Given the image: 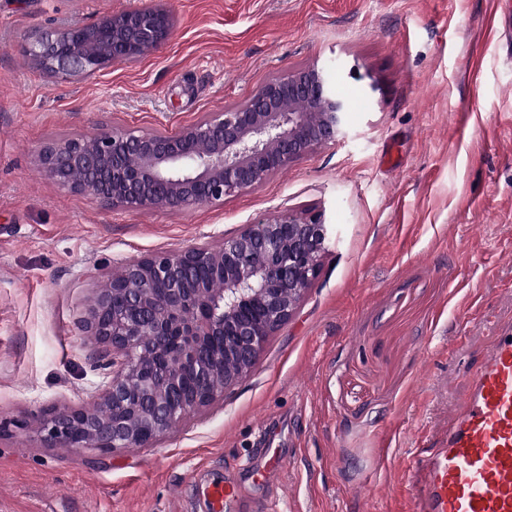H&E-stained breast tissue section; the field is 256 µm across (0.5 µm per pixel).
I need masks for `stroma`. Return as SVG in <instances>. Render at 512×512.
Returning a JSON list of instances; mask_svg holds the SVG:
<instances>
[{
  "label": "stroma",
  "instance_id": "1",
  "mask_svg": "<svg viewBox=\"0 0 512 512\" xmlns=\"http://www.w3.org/2000/svg\"><path fill=\"white\" fill-rule=\"evenodd\" d=\"M145 6L173 28L143 58L60 81L24 51ZM313 65L353 92L349 138L216 204L112 208L36 165L47 144L111 128L176 134ZM279 210L322 211L329 237L251 373L157 443L42 447L33 420L111 379L84 319L112 269ZM509 319L504 0H0V512H215L220 481L240 490L226 512H409L416 456Z\"/></svg>",
  "mask_w": 512,
  "mask_h": 512
}]
</instances>
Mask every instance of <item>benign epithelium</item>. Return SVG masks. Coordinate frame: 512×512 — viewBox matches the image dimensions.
I'll return each mask as SVG.
<instances>
[{
  "mask_svg": "<svg viewBox=\"0 0 512 512\" xmlns=\"http://www.w3.org/2000/svg\"><path fill=\"white\" fill-rule=\"evenodd\" d=\"M171 31L166 11L143 7L45 33L29 55L69 80L146 56ZM348 111L329 75L313 66L267 81L245 103L174 136L113 128L49 144L36 161L63 187L114 207L194 209L345 141ZM327 234L322 214L284 210L216 242L117 266L97 288L86 320L112 351V378L94 404L57 407L37 419L41 442L101 453L144 446L212 405L247 377L270 336L294 315L320 272ZM200 264L217 276L185 288ZM219 336L224 345L207 349ZM188 368L201 388L177 399Z\"/></svg>",
  "mask_w": 512,
  "mask_h": 512,
  "instance_id": "obj_1",
  "label": "benign epithelium"
}]
</instances>
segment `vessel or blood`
Returning <instances> with one entry per match:
<instances>
[{"mask_svg": "<svg viewBox=\"0 0 512 512\" xmlns=\"http://www.w3.org/2000/svg\"><path fill=\"white\" fill-rule=\"evenodd\" d=\"M411 512H512V325L468 375V392L408 482Z\"/></svg>", "mask_w": 512, "mask_h": 512, "instance_id": "1", "label": "vessel or blood"}]
</instances>
